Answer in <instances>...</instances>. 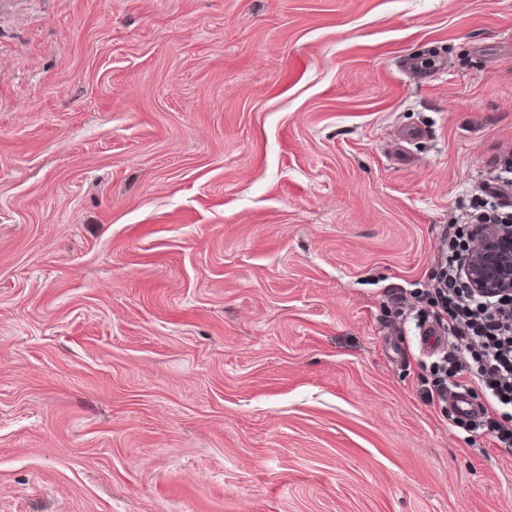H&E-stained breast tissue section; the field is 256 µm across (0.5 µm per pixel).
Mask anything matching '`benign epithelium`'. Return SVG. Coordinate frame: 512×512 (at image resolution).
<instances>
[{
    "label": "benign epithelium",
    "instance_id": "7a95c632",
    "mask_svg": "<svg viewBox=\"0 0 512 512\" xmlns=\"http://www.w3.org/2000/svg\"><path fill=\"white\" fill-rule=\"evenodd\" d=\"M465 271L476 292L512 296V224L480 225Z\"/></svg>",
    "mask_w": 512,
    "mask_h": 512
}]
</instances>
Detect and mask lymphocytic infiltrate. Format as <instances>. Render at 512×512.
<instances>
[{
    "label": "lymphocytic infiltrate",
    "instance_id": "1",
    "mask_svg": "<svg viewBox=\"0 0 512 512\" xmlns=\"http://www.w3.org/2000/svg\"><path fill=\"white\" fill-rule=\"evenodd\" d=\"M448 249L441 258L440 288L435 291L433 322L447 336L444 378L427 393L442 401L449 390L467 387L486 406L476 429L495 447L512 454V307L499 298L471 291L459 275L463 231L449 226Z\"/></svg>",
    "mask_w": 512,
    "mask_h": 512
}]
</instances>
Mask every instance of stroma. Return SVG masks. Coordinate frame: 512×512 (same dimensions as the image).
Segmentation results:
<instances>
[{"label":"stroma","mask_w":512,"mask_h":512,"mask_svg":"<svg viewBox=\"0 0 512 512\" xmlns=\"http://www.w3.org/2000/svg\"><path fill=\"white\" fill-rule=\"evenodd\" d=\"M508 153L512 0H0V512H512L419 344Z\"/></svg>","instance_id":"stroma-1"}]
</instances>
